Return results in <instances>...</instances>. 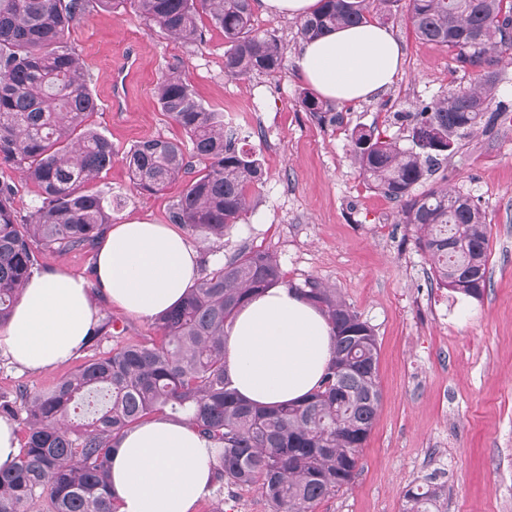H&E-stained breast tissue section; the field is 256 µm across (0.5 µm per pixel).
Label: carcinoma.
<instances>
[{
  "label": "carcinoma",
  "mask_w": 512,
  "mask_h": 512,
  "mask_svg": "<svg viewBox=\"0 0 512 512\" xmlns=\"http://www.w3.org/2000/svg\"><path fill=\"white\" fill-rule=\"evenodd\" d=\"M127 2L150 26L191 47L202 43L198 20L206 16L224 31V73L231 78L286 68L275 32L254 28L252 0H0V164L20 170L40 198L22 215L12 186L0 185V326L39 269L37 247L88 253L121 206L88 188L116 153L110 140L88 128L98 103L66 34L94 5L114 10ZM372 3L380 20L404 4L423 40L479 68L470 86L394 113L411 146L383 137L375 126L351 133L359 175L397 203L401 223L413 228L416 246L432 261V280L479 300L490 280L485 210L446 185L416 188L448 163L462 140L500 117V108L490 109L497 81L490 66L492 55L512 50V0ZM366 12V0H320L318 12L299 21L298 35L311 40L358 23ZM154 93L185 139L134 144L122 156L129 179L145 194L183 183L172 223L220 239L246 215L248 191L263 177L261 159L202 105L178 67L161 74ZM299 105L320 122L342 120L306 89ZM280 279L277 260L265 252L217 263L180 304L157 317L160 340L117 342L46 390L20 385L14 399L1 398L0 415L22 417L24 438L14 459L0 466V512H28L36 500L44 512H117L108 494L112 453L131 426L165 409L219 444L214 483L255 487L272 512H314L349 484L382 392L375 333L336 291L315 281L297 289L324 313L335 339V356L307 399L252 405L224 370L225 332L237 308ZM406 497L407 512H432L441 487L430 481Z\"/></svg>",
  "instance_id": "carcinoma-1"
}]
</instances>
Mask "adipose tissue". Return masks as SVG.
I'll return each instance as SVG.
<instances>
[{
	"label": "adipose tissue",
	"mask_w": 512,
	"mask_h": 512,
	"mask_svg": "<svg viewBox=\"0 0 512 512\" xmlns=\"http://www.w3.org/2000/svg\"><path fill=\"white\" fill-rule=\"evenodd\" d=\"M402 62L391 32L375 22L346 26L303 43L298 73L320 97L343 104L387 89ZM100 295L128 314L152 318L175 305L200 279L198 256L166 224L128 220L99 241ZM97 310L85 282L60 268L25 283L0 347L38 371L68 360L91 332ZM334 353L322 311L285 284L253 295L236 312L224 341V366L239 395L272 407L297 402L319 384ZM211 441L164 416L128 430L112 455L110 489L119 512H194L213 482Z\"/></svg>",
	"instance_id": "adipose-tissue-1"
}]
</instances>
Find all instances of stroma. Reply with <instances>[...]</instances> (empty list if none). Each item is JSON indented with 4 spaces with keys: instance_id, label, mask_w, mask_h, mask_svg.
<instances>
[{
    "instance_id": "stroma-1",
    "label": "stroma",
    "mask_w": 512,
    "mask_h": 512,
    "mask_svg": "<svg viewBox=\"0 0 512 512\" xmlns=\"http://www.w3.org/2000/svg\"><path fill=\"white\" fill-rule=\"evenodd\" d=\"M387 25L402 48L401 71L379 97L332 104L344 121L331 126L300 107L305 84L293 65L271 75L225 76L224 33L209 20L201 22L202 44L190 51L150 28L132 7L92 9L67 40L101 106L114 81V60L130 52L137 57L124 111L101 109L88 120L117 154L93 187L106 198L122 199L113 223H168L181 184L140 194L120 156L144 139L181 138L154 95L161 73L178 66L225 127L247 136L264 169L262 184L249 193L247 214L223 239L187 233L203 266L243 250L269 253L284 284L300 287L311 280L335 289L377 338L382 401L372 432L354 479L315 512H405L406 491L436 472L444 485L441 512H512V121H498L464 141L446 175L430 179L468 193L486 211L491 281L475 300L431 281L430 263L411 226L400 223L396 205L364 182L351 158L353 129L375 126L405 142L395 112L468 85L476 74L455 51L422 40L405 11ZM94 303L99 319L115 321L112 334L40 371L18 367L0 350V395L14 396L21 385L45 389L115 343L158 337L153 320L100 297ZM219 505L224 512H271L253 487L210 494L195 512Z\"/></svg>"
}]
</instances>
